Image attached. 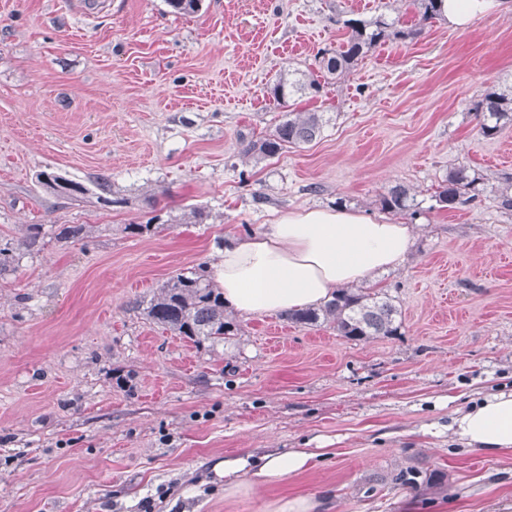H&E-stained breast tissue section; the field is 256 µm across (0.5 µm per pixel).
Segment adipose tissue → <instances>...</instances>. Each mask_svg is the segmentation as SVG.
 I'll return each mask as SVG.
<instances>
[{"instance_id":"adipose-tissue-1","label":"adipose tissue","mask_w":512,"mask_h":512,"mask_svg":"<svg viewBox=\"0 0 512 512\" xmlns=\"http://www.w3.org/2000/svg\"><path fill=\"white\" fill-rule=\"evenodd\" d=\"M411 244L409 225L353 209L290 210L266 231L225 245L214 275L226 305L244 314H278L317 306L337 286L392 267ZM452 429L469 449L512 450V392L484 396ZM316 458L308 448L225 458L224 493L286 482L312 469Z\"/></svg>"}]
</instances>
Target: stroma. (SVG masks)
<instances>
[{
  "instance_id": "stroma-1",
  "label": "stroma",
  "mask_w": 512,
  "mask_h": 512,
  "mask_svg": "<svg viewBox=\"0 0 512 512\" xmlns=\"http://www.w3.org/2000/svg\"><path fill=\"white\" fill-rule=\"evenodd\" d=\"M379 7L419 35L320 93L272 99L275 77L317 72L344 20ZM491 86L512 89V0L462 27L421 23L411 0H201L190 15L166 0H0V512H273L296 495L318 512H512V451L469 450L448 429L512 389V212L432 200L452 164L496 186L512 174V127L483 139L470 110ZM290 109L331 121L310 144L242 158ZM44 173L84 195L46 189ZM397 183L422 207L411 250L363 281L394 298L397 335L240 314L239 335L211 347L147 318L160 284L214 270L226 242L295 208L381 215ZM152 218L162 231L129 233ZM32 224L40 242L22 248ZM61 224L87 234L59 241ZM275 448L332 454L225 496L217 463Z\"/></svg>"
}]
</instances>
